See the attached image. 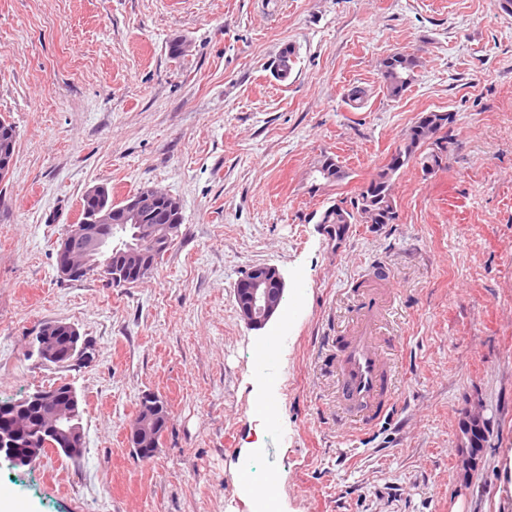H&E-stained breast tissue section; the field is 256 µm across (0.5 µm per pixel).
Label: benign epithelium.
<instances>
[{
    "instance_id": "obj_1",
    "label": "benign epithelium",
    "mask_w": 512,
    "mask_h": 512,
    "mask_svg": "<svg viewBox=\"0 0 512 512\" xmlns=\"http://www.w3.org/2000/svg\"><path fill=\"white\" fill-rule=\"evenodd\" d=\"M15 157L14 139L4 137L0 140V177L10 174ZM165 203L171 210H181L179 202L172 196L155 189L144 187L125 199L122 205V223L137 227L142 247L123 256L121 261L111 267L99 269L100 277L105 281L124 279L127 266H134L139 276L146 275L151 266L142 261L146 251L164 243H171V230L165 224L157 223L158 204ZM115 223L112 203L107 199V188L96 186L84 194L78 223L70 226L66 236L56 248L57 272L62 278L76 275V268L85 263L96 252L103 240L106 226ZM285 281L280 270L274 265H261L252 269L238 281L235 289V302L240 317L251 327L261 329L280 311L281 296ZM74 347L61 352L55 347L44 350V356L50 362L72 360L76 351H85L81 346L78 331H72ZM38 405L50 408L53 416L48 423L49 437L54 445L63 448L80 449L84 441V432L76 420V401L71 390L58 387L46 388L33 395ZM153 425L150 410L140 407L134 422L129 428V439L137 443L145 430ZM491 426L489 418L480 411L469 412L459 424L457 466L468 471L476 465V437L487 436ZM27 436L20 430L0 429V463L8 466H30L40 460L36 450L24 444Z\"/></svg>"
}]
</instances>
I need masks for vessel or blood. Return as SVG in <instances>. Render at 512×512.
I'll return each instance as SVG.
<instances>
[{"instance_id": "vessel-or-blood-1", "label": "vessel or blood", "mask_w": 512, "mask_h": 512, "mask_svg": "<svg viewBox=\"0 0 512 512\" xmlns=\"http://www.w3.org/2000/svg\"><path fill=\"white\" fill-rule=\"evenodd\" d=\"M372 281L361 295L355 326L336 340L339 408L365 424L379 419L395 402L393 370L384 349L398 342L381 332L390 298L388 274L382 266H374Z\"/></svg>"}]
</instances>
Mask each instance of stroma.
<instances>
[{
    "label": "stroma",
    "mask_w": 512,
    "mask_h": 512,
    "mask_svg": "<svg viewBox=\"0 0 512 512\" xmlns=\"http://www.w3.org/2000/svg\"><path fill=\"white\" fill-rule=\"evenodd\" d=\"M396 52L417 61L398 97L382 77ZM430 110L453 115L446 163L397 173L396 223L330 241L314 213L354 197ZM0 117L18 133L0 182V398L71 384L85 430L78 458L0 466L12 512H253L240 465L254 456L275 469L277 512H503L512 15L498 0H0ZM325 153L347 177L315 192ZM94 186L179 202V236L144 282L59 279L56 246ZM379 263L397 407L364 429L336 415L333 340ZM264 264L285 292L257 330L234 290ZM48 321L73 324L89 357L43 363L31 342ZM149 393L170 419L145 461L128 429ZM477 404L492 428L465 472L457 430Z\"/></svg>",
    "instance_id": "35a3bbf8"
}]
</instances>
